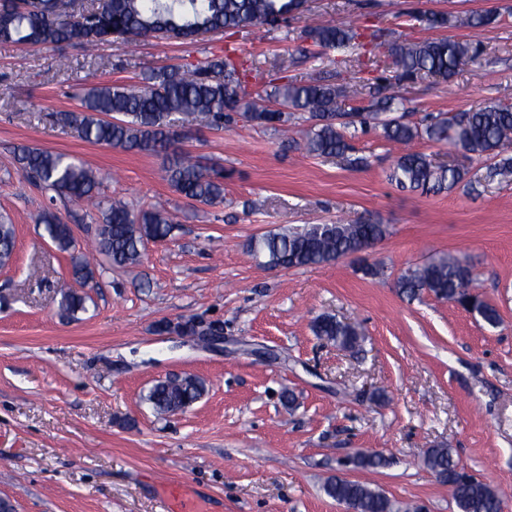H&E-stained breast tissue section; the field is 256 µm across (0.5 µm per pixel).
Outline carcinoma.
<instances>
[{
  "label": "carcinoma",
  "instance_id": "1",
  "mask_svg": "<svg viewBox=\"0 0 512 512\" xmlns=\"http://www.w3.org/2000/svg\"><path fill=\"white\" fill-rule=\"evenodd\" d=\"M75 0H0V42L45 45L60 49L79 46L87 55L101 45L127 42L139 37L195 39L217 30L275 27L303 11L302 0H101L86 13L74 9ZM415 19L429 28L463 27L479 30L494 23L497 14L487 11L468 16L425 12ZM314 44L323 48L366 49L356 26L317 25L307 30ZM389 66L397 76L433 74L445 80L479 56L477 44L452 38L426 39L388 45ZM253 69L230 57L200 65L149 70L138 85H98L82 98L83 111L61 112L62 122L79 128L93 144L121 147L164 155L167 181L175 192L196 203L212 206L224 200V168L204 166L179 147L183 138L180 116L203 117L216 127L238 121L284 126L295 112L308 113L310 128L302 141L292 145L324 158H343L351 150L345 131L381 132L390 141L409 144L416 139L449 146L465 159L490 163V176L512 182V104H494L474 112L427 115L419 123L389 117L399 105L398 95L388 85L375 88L376 100L368 107L346 104L342 87L324 80L304 83L282 81L270 84L264 93L251 95L245 89ZM18 171L28 182L72 201L93 197L100 189L99 176L73 157L23 146L15 156ZM464 165L433 161L422 152L399 156L389 178L402 188L425 192L450 190L467 181ZM95 242L100 255L113 266L131 267L143 257L145 242L170 235L174 218L164 206L133 210L120 201L101 211ZM49 240L70 256L73 279L87 285L95 269L81 254H74L73 229L56 212L38 217ZM387 227L373 222L309 224L283 228L255 237L250 251L261 263L274 268L326 265L357 251L364 241H378ZM15 225L0 222V267L12 263ZM397 288L409 298L426 291L453 303L468 301L471 312L494 327L496 308L477 293L476 275L460 257L443 256L428 264L407 269ZM61 314L73 317L86 310V296L74 289L62 292ZM316 336L344 348L361 339L358 327L332 315L318 317ZM205 383L194 375L157 381L145 396L159 414L185 410L205 394ZM425 466L452 489L460 512H502V498L489 484L463 473L453 450L431 449ZM324 492L354 512H409L383 491L358 481L329 478Z\"/></svg>",
  "mask_w": 512,
  "mask_h": 512
}]
</instances>
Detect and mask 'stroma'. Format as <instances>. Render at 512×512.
Instances as JSON below:
<instances>
[{
  "mask_svg": "<svg viewBox=\"0 0 512 512\" xmlns=\"http://www.w3.org/2000/svg\"><path fill=\"white\" fill-rule=\"evenodd\" d=\"M491 8L498 20L481 31L475 64L449 80L398 81L399 110L417 122L504 101L512 0H308L276 28L111 43L93 57L0 43V218L16 229L14 261L0 268V498L15 512H165L161 489L180 481L212 512H347L323 490L339 475L421 512H459L448 484L423 465L446 444L469 474L505 492L503 512H512V184L473 160L469 183L425 194L388 180L401 147L373 132L349 134L347 158L325 159L294 151L270 125L189 117L183 150L224 169L223 203L205 206L173 191L163 157L87 142L58 119L81 111L79 95L93 86L133 84L142 71L198 65L228 47L261 72L249 93L281 75L322 79L348 84L349 104L366 107L391 70L351 48L314 46L311 25L352 23L385 44L466 40L468 30L428 29L413 16ZM24 145L97 170L99 205L66 204L27 182L14 160ZM115 199L136 209L165 201L175 227L147 242L139 265L98 260L86 312L62 317L70 256L38 216L59 213L88 253L100 208ZM339 219L386 225L365 253L378 275L352 257L268 268L249 250L253 237ZM442 255L468 261L497 326L431 293L399 292L408 267ZM325 314L361 325L359 350L315 336ZM187 317L220 326L223 343L160 328ZM183 374L204 380V396L156 414L148 389ZM286 389L294 404L283 402ZM365 451L384 465L354 467Z\"/></svg>",
  "mask_w": 512,
  "mask_h": 512,
  "instance_id": "1",
  "label": "stroma"
}]
</instances>
